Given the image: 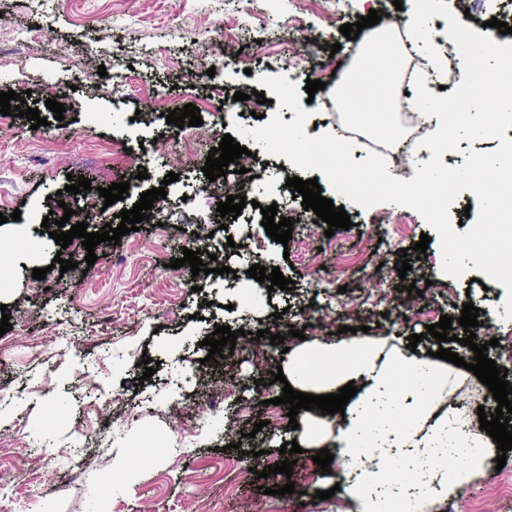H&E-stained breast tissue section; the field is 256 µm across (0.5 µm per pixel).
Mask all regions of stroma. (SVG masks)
I'll return each instance as SVG.
<instances>
[{
  "mask_svg": "<svg viewBox=\"0 0 512 512\" xmlns=\"http://www.w3.org/2000/svg\"><path fill=\"white\" fill-rule=\"evenodd\" d=\"M245 8L261 25L242 18ZM361 14V0H45L37 12L30 0H0V92L30 93L51 120L35 129L27 119L0 114V148L8 150L0 159V214L7 217L0 224V267L8 270L0 304L12 324L0 336V480L20 499L21 512H86L92 502L99 512H198L202 506L209 512H336L335 499L301 495L304 487L325 491L336 483L313 462L317 446L303 445L291 475H254L282 461L281 445L301 437L289 427L287 406L253 401L217 414L214 399L227 391L256 394V380L268 381L292 355L335 351L341 364L352 365L362 341L386 332L393 336L389 350H405L413 334L422 337L418 350H437L435 338L423 332L444 315L454 319L452 352L472 359V350L457 341L467 301L480 310L477 343L498 339L487 356L512 382L504 287L475 282L471 270L458 278L443 274L436 263L439 242L414 209L360 207L322 177V196L344 207L352 222L350 229L329 230L287 186L298 168L246 138L248 153L239 164L262 175L251 193L256 204L234 219L217 210L224 194L208 185L202 168L220 134L277 111V104L250 97L263 75L324 81L306 106L310 136L359 131L382 146L385 158L403 156L398 176L413 178L415 154L405 148L400 106L387 118L356 91L342 107L327 101L340 87L338 63L363 54L370 41L369 27L353 41L339 31ZM24 29L31 36L18 59L8 49ZM305 30L322 33L323 48L304 47L299 38ZM335 43L339 51L329 53ZM236 54L241 64L219 65L220 56ZM102 66L124 72L125 82L100 77ZM238 91L247 93L246 101L235 100ZM50 97L66 105L63 120L47 109ZM189 103L199 108L202 125L179 130L167 123L166 112ZM91 112L106 114V124L87 130ZM143 169L149 177L137 180L136 193L110 206L102 197L64 190L72 175L105 188L136 179ZM171 172L178 181L163 184ZM160 186L167 195L155 201L148 220L119 244L97 245L94 265H87L80 241L61 250L42 231L44 216L61 218L68 207L78 222L98 209L112 219L132 209L141 192ZM272 204L294 221L288 244L271 240L261 224L262 208ZM15 211L16 221L10 218ZM388 225L393 239L386 245L380 236ZM203 226L238 281L212 276L194 292L169 261L181 257ZM424 234L431 241L420 258L413 246ZM313 241L319 253H311ZM59 253L77 269L53 267ZM403 254L412 265L404 282L415 290L407 295L406 320L394 322L383 316L389 306L383 278L396 276ZM256 263L280 268L294 290L263 291L255 302L232 304L234 292L255 286L248 270ZM36 268L46 269L45 279L33 278ZM282 311L289 324L304 329V339L289 336L280 346L259 339L229 373L208 360L202 341L216 326L263 330ZM310 316L319 320L312 331L304 328ZM146 356L159 366L145 382L139 362ZM457 375L449 411L471 421L478 410L493 413L488 389L474 373L461 368ZM282 388L268 381L265 391L272 399ZM183 397L189 409L180 424L167 407ZM257 421L263 428L255 437ZM231 422L243 435L236 449L224 446ZM99 435L103 444L89 446ZM290 480L295 493L278 495ZM435 512H512V450L503 468L488 467Z\"/></svg>",
  "mask_w": 512,
  "mask_h": 512,
  "instance_id": "35a3bbf8",
  "label": "stroma"
}]
</instances>
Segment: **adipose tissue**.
<instances>
[{
    "mask_svg": "<svg viewBox=\"0 0 512 512\" xmlns=\"http://www.w3.org/2000/svg\"><path fill=\"white\" fill-rule=\"evenodd\" d=\"M396 364L403 365L414 377L428 405L446 399L450 381L448 371L438 369L431 357L414 353L393 358L379 352L371 353L351 369L331 373L317 387L323 394L337 392L350 382L357 388L344 413L331 415L329 422L334 433L333 452L345 460L350 469L340 491L348 506L347 512H387L386 499L375 494L374 489L385 483L391 465L397 460L395 447L415 439L414 434L403 432L394 425L393 408L383 400L389 387V375ZM440 431L447 446L440 460L445 473L440 494L454 499L489 463L485 454L459 457V449L471 443H486L488 436L479 426L450 419L443 422Z\"/></svg>",
    "mask_w": 512,
    "mask_h": 512,
    "instance_id": "1",
    "label": "adipose tissue"
}]
</instances>
